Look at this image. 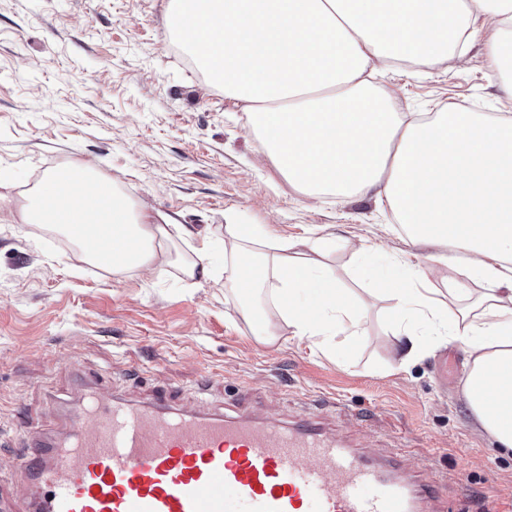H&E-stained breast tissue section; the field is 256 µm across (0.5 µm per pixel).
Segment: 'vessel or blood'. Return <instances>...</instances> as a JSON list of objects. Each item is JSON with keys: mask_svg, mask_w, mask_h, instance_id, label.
<instances>
[{"mask_svg": "<svg viewBox=\"0 0 512 512\" xmlns=\"http://www.w3.org/2000/svg\"><path fill=\"white\" fill-rule=\"evenodd\" d=\"M25 512H442L434 478L391 475L322 425L89 394L55 441L27 439Z\"/></svg>", "mask_w": 512, "mask_h": 512, "instance_id": "1", "label": "vessel or blood"}]
</instances>
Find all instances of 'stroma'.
<instances>
[{
	"label": "stroma",
	"instance_id": "stroma-1",
	"mask_svg": "<svg viewBox=\"0 0 512 512\" xmlns=\"http://www.w3.org/2000/svg\"><path fill=\"white\" fill-rule=\"evenodd\" d=\"M168 0H0V488L9 489L24 427L49 432L81 402L145 400L159 389L186 409L245 410L260 419L310 415L347 447L395 453L401 469L448 478L445 512H512V458L496 457L464 401L465 356L453 344L417 363L396 360L388 300L367 292L366 243L384 265L400 257L435 287L457 279L441 245H411L387 201L305 197L264 156L242 103L187 60L167 26ZM400 111L453 103L512 114L489 77L483 40L465 61L380 76ZM89 162L120 190L177 223L224 236L226 220L262 224L327 259L340 287L365 305L358 343L332 350L294 337L275 308V340L244 320L223 283H191L158 262L114 274L83 262L68 238L19 224L45 171Z\"/></svg>",
	"mask_w": 512,
	"mask_h": 512
}]
</instances>
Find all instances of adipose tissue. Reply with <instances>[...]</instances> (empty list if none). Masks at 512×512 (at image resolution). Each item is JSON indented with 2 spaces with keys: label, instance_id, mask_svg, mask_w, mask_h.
I'll return each instance as SVG.
<instances>
[{
  "label": "adipose tissue",
  "instance_id": "adipose-tissue-1",
  "mask_svg": "<svg viewBox=\"0 0 512 512\" xmlns=\"http://www.w3.org/2000/svg\"><path fill=\"white\" fill-rule=\"evenodd\" d=\"M168 26L226 96L243 103L265 155L298 192L386 199L414 243L463 256L481 293L431 287L419 270H368L388 298L408 363L443 341L466 356L464 397L495 453L512 454V119L456 106L407 116L370 80L384 67L464 60L484 38L491 73L512 69V0H170ZM64 233L87 261L122 273L162 260L191 280L223 282L246 318L270 330L266 301L315 346L361 337L362 312L322 258L259 224H225L234 249L167 215L151 217L90 166L45 172L20 214ZM195 239L192 251L182 242Z\"/></svg>",
  "mask_w": 512,
  "mask_h": 512
}]
</instances>
